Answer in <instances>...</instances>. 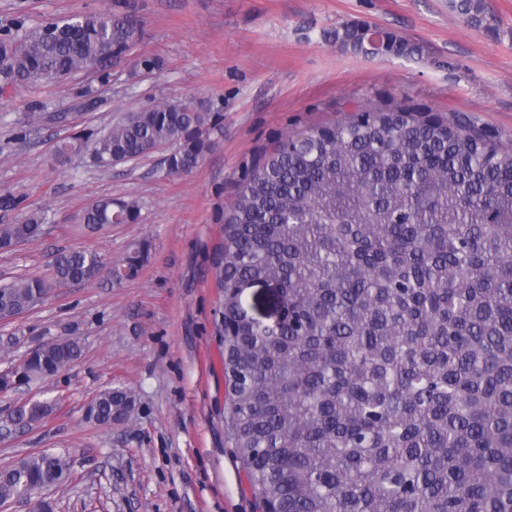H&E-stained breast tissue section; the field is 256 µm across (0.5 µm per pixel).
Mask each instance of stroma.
<instances>
[{"instance_id": "1", "label": "stroma", "mask_w": 512, "mask_h": 512, "mask_svg": "<svg viewBox=\"0 0 512 512\" xmlns=\"http://www.w3.org/2000/svg\"><path fill=\"white\" fill-rule=\"evenodd\" d=\"M483 4L475 25L451 0H0L1 22L112 9L142 23L108 81L87 72L33 91L0 77V200H10L0 224L47 216L38 239L0 251V282L49 273L62 251L119 266L145 249L134 278L56 289L0 323V371L60 338L82 347L55 376L0 393V466L66 453L72 475L49 493L54 512H257L228 427L216 334L212 260L224 218L265 151L361 105L402 99L431 114L466 112L512 145V0ZM352 22L392 31L413 51L354 52L336 37ZM145 56L160 68L141 66ZM185 97L218 112L224 131L191 172L168 173L163 150L107 170L84 155L52 159L55 142L80 129ZM103 196L138 200L139 223L76 231L72 216ZM111 387L133 409L100 426L86 408ZM44 398L59 401L51 415L30 428L10 423L15 402Z\"/></svg>"}]
</instances>
